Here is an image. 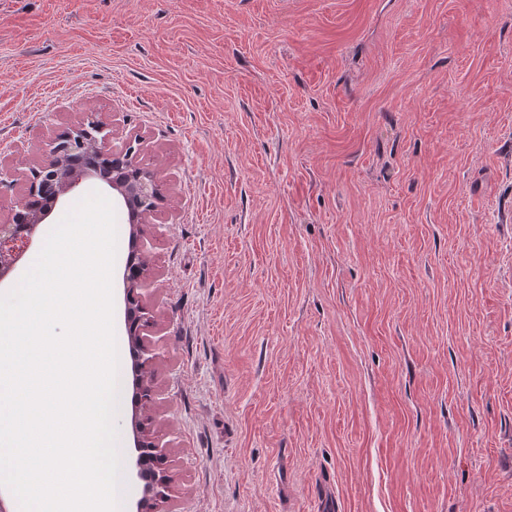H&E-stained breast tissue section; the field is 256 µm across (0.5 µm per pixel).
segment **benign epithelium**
I'll return each mask as SVG.
<instances>
[{
    "label": "benign epithelium",
    "instance_id": "7a95c632",
    "mask_svg": "<svg viewBox=\"0 0 512 512\" xmlns=\"http://www.w3.org/2000/svg\"><path fill=\"white\" fill-rule=\"evenodd\" d=\"M98 177L120 194L133 224H148L161 217L159 204L165 199L167 175L160 167L146 163L130 144L121 149L112 148L105 125L90 118L79 127L61 133L48 145L47 160L30 171L27 194L14 202L11 219L0 222V281L31 248L40 224L52 207L74 194L86 180ZM155 276L152 258L144 250L126 265L124 304L127 323L134 324L137 390L147 391L151 401L158 400L159 393L150 375L156 353L149 338L150 318L144 304V290ZM133 430L138 449L133 468L137 478L144 482L141 497L135 504L136 512H159L167 496L157 490L150 491L146 469L150 460L166 469L164 444L142 420L134 423Z\"/></svg>",
    "mask_w": 512,
    "mask_h": 512
}]
</instances>
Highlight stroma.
<instances>
[{"mask_svg": "<svg viewBox=\"0 0 512 512\" xmlns=\"http://www.w3.org/2000/svg\"><path fill=\"white\" fill-rule=\"evenodd\" d=\"M90 112L170 179V512H512V0H0V220Z\"/></svg>", "mask_w": 512, "mask_h": 512, "instance_id": "stroma-1", "label": "stroma"}]
</instances>
